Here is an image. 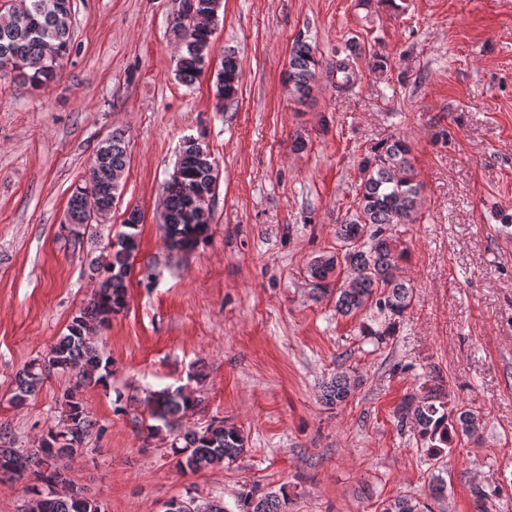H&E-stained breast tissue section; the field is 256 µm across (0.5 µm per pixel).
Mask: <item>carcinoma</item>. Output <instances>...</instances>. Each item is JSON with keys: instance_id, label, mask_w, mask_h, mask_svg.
<instances>
[{"instance_id": "1", "label": "carcinoma", "mask_w": 512, "mask_h": 512, "mask_svg": "<svg viewBox=\"0 0 512 512\" xmlns=\"http://www.w3.org/2000/svg\"><path fill=\"white\" fill-rule=\"evenodd\" d=\"M25 12V24L0 25V62L14 57L8 69L0 67V78L8 75L33 87L54 79L60 62L69 51L72 40L71 15L57 9L58 0H17ZM175 36L183 40L176 63L178 79L193 84L209 62L211 38L199 29L193 16L178 17L173 26ZM355 50L348 48L336 55L328 68L316 57L314 48L297 38L290 54L285 82L298 99L310 96L315 85L325 76L339 88L352 86L358 77L354 66ZM242 69L235 51L228 49L216 76L218 98L233 102L240 86ZM408 142L394 139L383 142L368 152L361 161L363 181L358 208L352 218L338 225V239L343 254H323L312 260L308 274L320 296H336V312L349 316L365 307H374L388 315L392 322L384 329L366 324L364 336H387L408 309L413 288L397 276L405 251L398 249L391 226L415 223L420 206V185L414 179ZM183 177L172 179L166 186L163 224L170 246L192 251L204 240L210 223L209 211L200 209L187 216L192 193L217 181L211 154L196 138H188L181 149ZM127 149L124 136L114 133L97 150L84 185L72 193L68 202V221L80 226L89 223L90 210L108 211L117 200L126 167ZM140 223L137 212L126 222L129 231L117 238L118 247L111 259L97 267L99 286L87 305L76 313L67 332L50 347L44 358L25 365L17 372L13 400L22 403L32 396L45 377L53 372L75 377L74 386L62 395V423L41 435L35 448L11 447L8 431L0 427V475L21 480L36 474L39 484L28 487L30 494L26 512H103L98 502L71 490L60 493L57 484L65 482L59 468L63 459L81 454L95 423L80 394L86 384L105 386L112 377V360L102 354L94 342L96 328L108 324L112 315L127 305L126 280L130 259L139 247ZM351 276L333 283L341 268ZM356 386V379L338 372L323 384L322 399L327 405L346 401ZM198 405L189 391L178 387L159 391L146 400L150 418L157 424L151 431L173 429L179 418ZM411 421L426 447L435 449L441 458L451 435L478 442L480 419L471 410L448 407L438 389L418 399L410 397L398 408V422ZM176 468L182 473H195L224 462L235 461L244 452V438L237 428L215 420L200 432L187 431L172 443ZM477 512H490L493 493L481 485L471 490ZM288 493L281 487L276 492L248 491L238 500V512H288ZM381 512H432L431 504L405 495L389 500Z\"/></svg>"}]
</instances>
